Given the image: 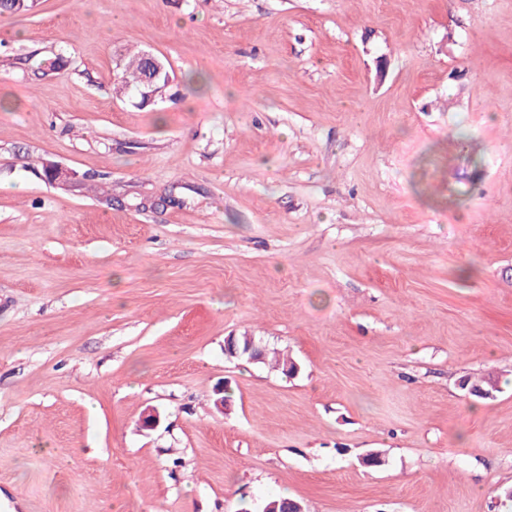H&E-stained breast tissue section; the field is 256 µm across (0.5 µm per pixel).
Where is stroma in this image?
I'll list each match as a JSON object with an SVG mask.
<instances>
[{
    "instance_id": "stroma-1",
    "label": "stroma",
    "mask_w": 512,
    "mask_h": 512,
    "mask_svg": "<svg viewBox=\"0 0 512 512\" xmlns=\"http://www.w3.org/2000/svg\"><path fill=\"white\" fill-rule=\"evenodd\" d=\"M15 27L0 512H512V0H38ZM130 48L168 66L155 105L114 94ZM242 334L298 374L228 359Z\"/></svg>"
}]
</instances>
